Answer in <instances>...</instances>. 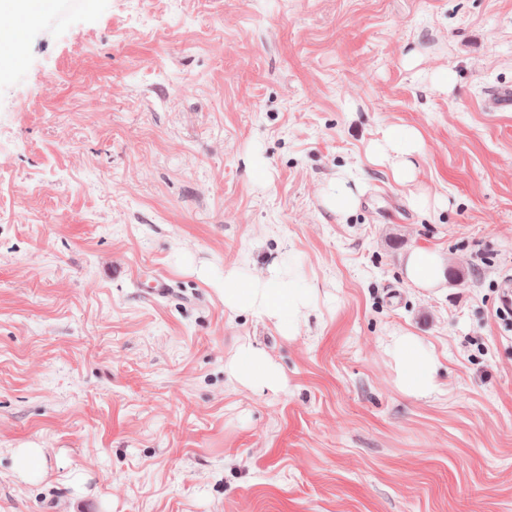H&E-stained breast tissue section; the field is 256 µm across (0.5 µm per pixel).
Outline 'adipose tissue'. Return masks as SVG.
I'll return each mask as SVG.
<instances>
[{
    "mask_svg": "<svg viewBox=\"0 0 512 512\" xmlns=\"http://www.w3.org/2000/svg\"><path fill=\"white\" fill-rule=\"evenodd\" d=\"M423 146L421 133L413 127H388L380 141L374 142L368 158L376 164L388 165L393 179L405 186L415 180V158ZM446 258L439 252L417 248L404 260L406 279L415 287L440 290L445 282ZM267 280H260L236 270L225 273L220 295L225 311L250 312L273 321L278 329L294 334L299 320L310 305L312 291L302 287L280 265H273ZM391 352L397 364L398 384L403 392L414 397H427L437 392V361L411 333L394 336ZM227 372L237 380L255 387H276L280 373L266 352L252 342L241 343Z\"/></svg>",
    "mask_w": 512,
    "mask_h": 512,
    "instance_id": "ef3b65f1",
    "label": "adipose tissue"
}]
</instances>
